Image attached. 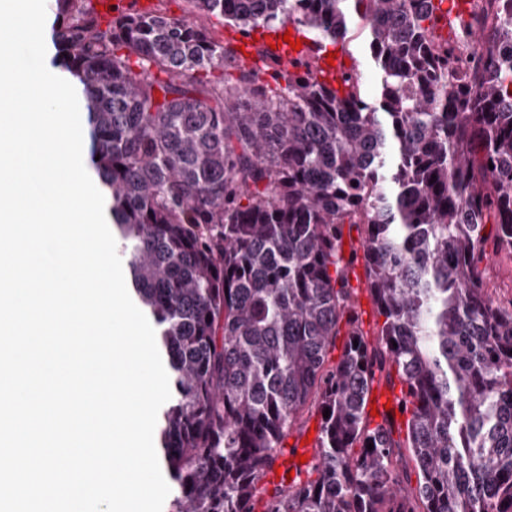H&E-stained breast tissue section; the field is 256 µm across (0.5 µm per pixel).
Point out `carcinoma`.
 Returning <instances> with one entry per match:
<instances>
[{
  "instance_id": "cac0c4a2",
  "label": "carcinoma",
  "mask_w": 512,
  "mask_h": 512,
  "mask_svg": "<svg viewBox=\"0 0 512 512\" xmlns=\"http://www.w3.org/2000/svg\"><path fill=\"white\" fill-rule=\"evenodd\" d=\"M185 2L53 0L44 32L169 376L171 512H512V297L487 274L512 257V58L472 55L512 45V0ZM210 16L317 48L356 29L376 90L265 47L246 66ZM314 414L310 460L267 489Z\"/></svg>"
}]
</instances>
